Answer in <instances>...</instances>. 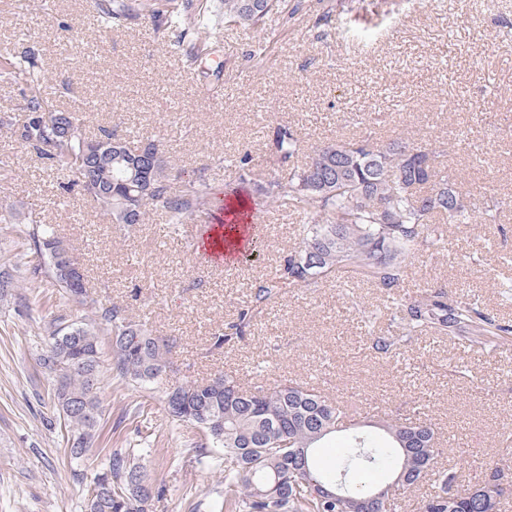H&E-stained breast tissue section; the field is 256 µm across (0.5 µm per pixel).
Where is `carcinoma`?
Here are the masks:
<instances>
[{
	"label": "carcinoma",
	"mask_w": 512,
	"mask_h": 512,
	"mask_svg": "<svg viewBox=\"0 0 512 512\" xmlns=\"http://www.w3.org/2000/svg\"><path fill=\"white\" fill-rule=\"evenodd\" d=\"M224 14L211 6L187 2L183 8L163 10L153 0H94L97 20L110 27L135 18H148L156 30L179 32L174 45L196 37L200 29L235 23L257 26L278 14L288 20V0H222ZM0 75L25 83L19 112L0 115V126L28 147L50 169L74 174L84 194L122 224L123 211L132 210L141 224L152 210L168 224H187L205 205L223 213L236 188L218 196L204 179L177 187L165 158L164 142L134 143L127 135L105 130L101 137L120 142L121 153L105 170L88 155L89 143L79 112L67 113L70 131L41 124L40 113L52 106L55 91L41 76L35 52L26 47L0 50ZM157 149L151 166L140 168L136 157L146 147ZM280 170L268 178L250 181L251 159L243 154L224 160L238 169L239 183L251 195L270 204H290L299 211L304 246L283 258L275 274L251 292L250 305L237 319L214 334V346H231L263 309L281 295L284 286L308 287L341 274L360 276L386 298L389 323L371 337L373 349L393 358L406 343L424 331L496 344L512 336V324L484 312L478 300L429 286L414 298L400 294L409 258L437 246L443 234L436 226L441 215L450 224L468 220L455 183L438 168L440 150L426 140L390 139L377 147L368 140L332 141L316 148L302 168L293 164L300 138L288 126L273 132ZM27 236L44 260V277L79 311L89 312L100 328L53 320L50 342L40 363L52 379L55 419L70 433V455L77 459L91 449L98 427L96 392L103 379L100 332L110 336L112 375L147 390L158 382L159 360H171L175 340L156 336L132 320L125 307L104 304L86 288H76L59 271L55 245L62 241L52 224H30ZM167 414L190 423L206 434L211 447L196 449L199 459L212 449L224 452V491L216 492L211 512H352L355 502L382 493L369 512H399L400 499L424 483L431 490L420 501V512H499L500 497L511 492L504 469L490 467L500 480L497 497L465 498L466 489L453 469L438 465L444 442L432 424L414 415H394L376 423L384 433L378 439L355 430L354 410L330 401L319 389L296 379L274 387H245L226 372L203 384L175 382L164 391ZM350 432L338 449L334 470L315 465L321 442L338 432ZM144 448H119L90 486L88 512H150L154 489L147 479ZM393 470L388 484L374 486L359 480L370 469ZM345 488L336 490V482Z\"/></svg>",
	"instance_id": "cac0c4a2"
}]
</instances>
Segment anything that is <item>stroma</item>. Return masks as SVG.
I'll return each mask as SVG.
<instances>
[{"label": "stroma", "instance_id": "1", "mask_svg": "<svg viewBox=\"0 0 512 512\" xmlns=\"http://www.w3.org/2000/svg\"><path fill=\"white\" fill-rule=\"evenodd\" d=\"M288 23L221 26L200 42L198 61L158 43L149 20L112 29L93 18L92 0H0V45L29 33L57 89L55 110L73 97L86 103L87 131L115 127L141 137L167 134L166 153L180 181L206 175L216 190L237 184L223 158L246 152L252 179L274 173L273 130L291 126L303 152L332 140L423 138L444 149L469 213L446 224L439 255H417L401 287L411 298L427 285L479 300L485 312L512 320V0H288ZM331 12L355 40L315 26ZM258 50L252 68L244 54ZM209 66L208 82L197 78ZM73 175L50 171L0 128V271L16 286L0 297V512H86L87 489L110 451L148 449L156 490L153 512H207L224 477L217 461L196 459L203 435L172 421L161 392L105 374L97 391L93 449L69 454L67 431L50 425L52 386L39 355L57 316L92 323L38 270L29 224L55 225L79 259L93 294L127 308L159 336L177 340L172 379L201 382L235 373L248 386L289 378L320 387L357 407L368 421L421 405L444 438L443 466L473 487L490 463L512 468L503 433L512 432V341L464 348L428 332L386 358L370 346L384 328L380 293L335 281L283 290L231 348L213 335L236 317L252 284L273 275L301 244L290 208L258 207L244 258L214 265L197 251L208 222L167 224L150 213L141 224H116L73 188ZM500 204L484 221L487 200ZM474 256L462 265L461 254Z\"/></svg>", "mask_w": 512, "mask_h": 512}]
</instances>
